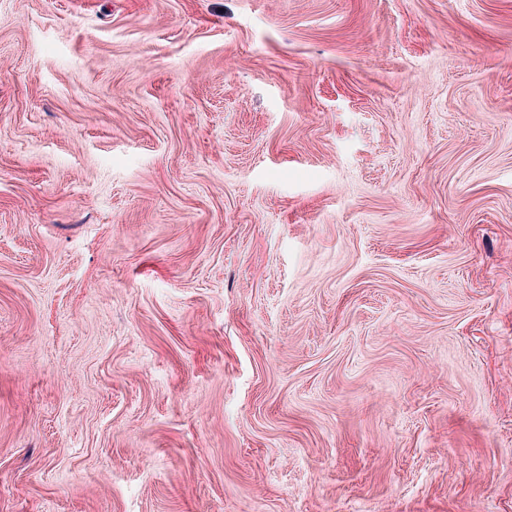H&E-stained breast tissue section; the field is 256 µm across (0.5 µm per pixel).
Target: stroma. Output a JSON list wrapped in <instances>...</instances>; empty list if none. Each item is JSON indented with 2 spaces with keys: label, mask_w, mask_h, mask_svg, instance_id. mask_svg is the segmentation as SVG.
<instances>
[{
  "label": "stroma",
  "mask_w": 512,
  "mask_h": 512,
  "mask_svg": "<svg viewBox=\"0 0 512 512\" xmlns=\"http://www.w3.org/2000/svg\"><path fill=\"white\" fill-rule=\"evenodd\" d=\"M0 512H512V0H0Z\"/></svg>",
  "instance_id": "obj_1"
}]
</instances>
